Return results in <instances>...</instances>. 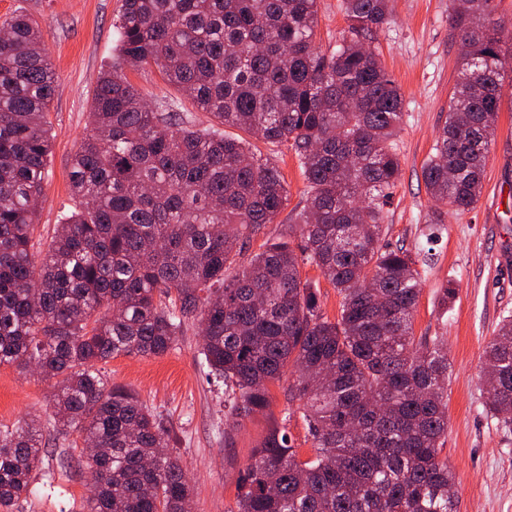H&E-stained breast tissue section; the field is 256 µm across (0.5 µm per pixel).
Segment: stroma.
Returning <instances> with one entry per match:
<instances>
[{"label":"stroma","instance_id":"35a3bbf8","mask_svg":"<svg viewBox=\"0 0 512 512\" xmlns=\"http://www.w3.org/2000/svg\"><path fill=\"white\" fill-rule=\"evenodd\" d=\"M121 0H0V23L28 15L38 27L55 72V94L47 114L51 156L43 181L35 233L49 240L69 214L70 162L89 133L91 96L100 73L115 59L113 23ZM393 21L372 48L404 96V120L395 140L400 177L384 207V243L417 253L421 294L412 321L415 338L441 337L448 346V433L443 454L455 476L457 512H512V429L490 417L482 405L483 354L498 324L512 316V91H504L483 188L475 207L425 221L434 203L423 181L439 129L448 119V99L458 78L459 46L449 25V0H392ZM316 46L336 50L349 40L340 0H318ZM126 78L152 105L211 117L198 110L159 67H127ZM253 151L270 158L287 186L288 203L276 223L266 225L249 248L287 232L299 220L307 183L287 146L253 141ZM455 298L441 305L442 288ZM202 335L187 325L176 349L160 357L117 356L101 363L109 383L125 388L162 415L169 447L177 453L192 486L191 512H233L238 480L275 426H287L300 459L312 457V443L300 412L285 414L292 373L268 385L265 411L240 417L224 429V386L209 374L201 355ZM53 389L42 375L0 365V429L36 419L47 452L32 478V491L14 512H86L88 473L78 465L80 448L62 434L48 405Z\"/></svg>","mask_w":512,"mask_h":512}]
</instances>
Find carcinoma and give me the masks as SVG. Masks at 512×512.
Here are the masks:
<instances>
[{
    "mask_svg": "<svg viewBox=\"0 0 512 512\" xmlns=\"http://www.w3.org/2000/svg\"><path fill=\"white\" fill-rule=\"evenodd\" d=\"M352 39L315 48L317 0H121L119 61L95 87L91 130L71 160L74 210L47 247L33 242L50 155L55 77L25 14L0 37V365L55 380L61 430L101 449L87 512H186L191 494L163 419L98 363L158 357L184 327L231 391L229 418L269 404L266 383L294 370L315 457L272 429L240 476L234 512H456L441 456L448 355L417 342L415 261L382 243L383 206L400 171V88L366 42L391 20L389 0H342ZM494 0H453L463 47L448 121L423 168L442 208L470 210L482 189L504 89L512 23ZM154 63L215 123L198 128L147 107L122 66ZM256 140L285 143L307 183L302 224L239 266L250 240L288 200ZM342 296L322 313L300 263ZM484 406L512 428V317L485 352ZM37 421L0 430V508L10 512L42 464Z\"/></svg>",
    "mask_w": 512,
    "mask_h": 512,
    "instance_id": "1",
    "label": "carcinoma"
}]
</instances>
